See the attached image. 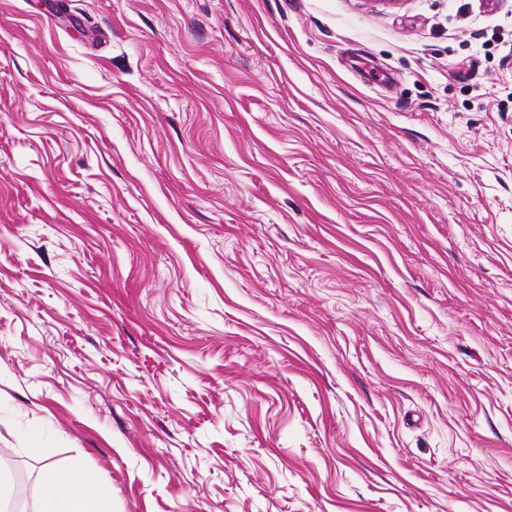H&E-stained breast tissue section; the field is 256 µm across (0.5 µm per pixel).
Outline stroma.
<instances>
[{
  "instance_id": "obj_1",
  "label": "stroma",
  "mask_w": 512,
  "mask_h": 512,
  "mask_svg": "<svg viewBox=\"0 0 512 512\" xmlns=\"http://www.w3.org/2000/svg\"><path fill=\"white\" fill-rule=\"evenodd\" d=\"M112 512H512V0H0V473ZM40 485L45 496L38 512H112V489L97 482L78 462L68 470L45 463Z\"/></svg>"
}]
</instances>
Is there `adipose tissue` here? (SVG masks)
I'll list each match as a JSON object with an SVG mask.
<instances>
[{
	"instance_id": "adipose-tissue-1",
	"label": "adipose tissue",
	"mask_w": 512,
	"mask_h": 512,
	"mask_svg": "<svg viewBox=\"0 0 512 512\" xmlns=\"http://www.w3.org/2000/svg\"><path fill=\"white\" fill-rule=\"evenodd\" d=\"M45 493L40 512H112V490L80 464L63 470L45 463L40 471Z\"/></svg>"
}]
</instances>
